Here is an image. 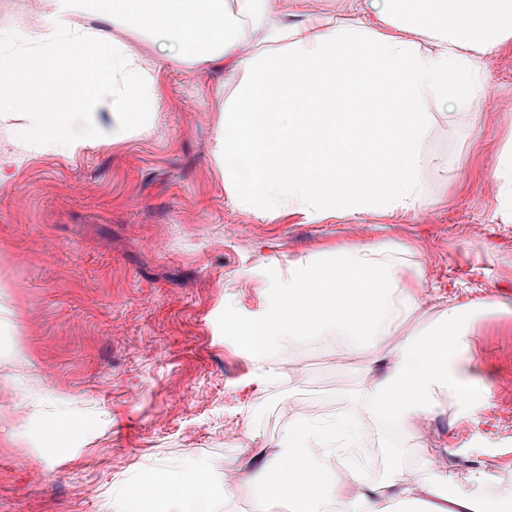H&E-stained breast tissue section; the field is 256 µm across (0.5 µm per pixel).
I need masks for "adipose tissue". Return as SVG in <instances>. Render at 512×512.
<instances>
[{
    "instance_id": "obj_1",
    "label": "adipose tissue",
    "mask_w": 512,
    "mask_h": 512,
    "mask_svg": "<svg viewBox=\"0 0 512 512\" xmlns=\"http://www.w3.org/2000/svg\"><path fill=\"white\" fill-rule=\"evenodd\" d=\"M79 0H42L32 49L0 65V112L23 115L34 137L76 154L109 146L147 127L162 92L155 72L202 62L229 68L241 80L233 103L219 104L213 161L231 196L260 218L288 209L321 217L435 206L421 153L433 108L465 109L485 92L482 57L512 46V0H346L352 20L338 24L308 14L288 22L277 0H97V28H76ZM157 34L159 53L141 63L114 41L111 29ZM398 250L361 246L290 262L273 311L227 321L255 355L287 362L301 342L328 328L362 339L387 371H367L373 421L400 428L454 391L462 333L457 312L449 328L428 336L391 338L394 317L420 304L421 280H410ZM334 423L292 417L273 456L237 468L238 488L254 512H268L265 492L289 489L295 512H383L388 497L431 499V512H484L463 486L430 481L422 462L398 477L393 494L364 489L337 471ZM212 490L207 468L181 488L158 486L178 512H201Z\"/></svg>"
}]
</instances>
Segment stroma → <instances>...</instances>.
I'll list each match as a JSON object with an SVG mask.
<instances>
[{"label": "stroma", "instance_id": "obj_1", "mask_svg": "<svg viewBox=\"0 0 512 512\" xmlns=\"http://www.w3.org/2000/svg\"><path fill=\"white\" fill-rule=\"evenodd\" d=\"M37 0H0V54L25 53ZM164 104L147 132L74 156L27 147L0 118V153L20 154L0 186V376L22 379L23 410L0 401V512H173L158 483L212 474V512H253L224 471L274 450L285 411L314 398L323 417H364L363 348L341 336L304 343L295 364L256 361L226 322L270 310L289 261L361 244L396 247L421 266L423 303L394 335L464 321L462 383L478 399L438 397L423 428L369 436L357 475L374 489L429 456L433 480L465 486L490 512H512V50L484 57V96L468 112L433 111L424 153L433 209H375L261 219L236 206L212 161L218 98L237 81L205 64L159 73ZM498 307L485 309L487 297ZM62 415L72 440L38 450Z\"/></svg>", "mask_w": 512, "mask_h": 512}]
</instances>
